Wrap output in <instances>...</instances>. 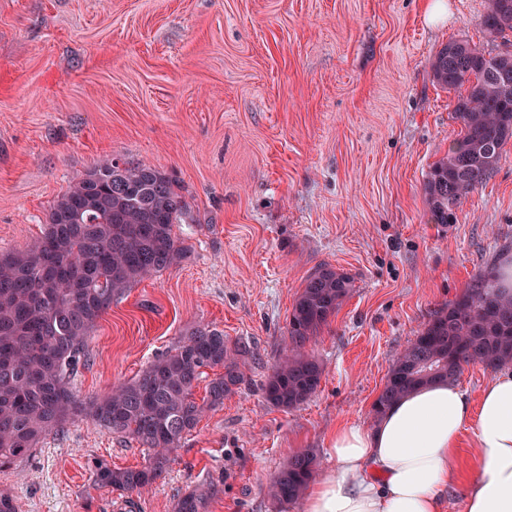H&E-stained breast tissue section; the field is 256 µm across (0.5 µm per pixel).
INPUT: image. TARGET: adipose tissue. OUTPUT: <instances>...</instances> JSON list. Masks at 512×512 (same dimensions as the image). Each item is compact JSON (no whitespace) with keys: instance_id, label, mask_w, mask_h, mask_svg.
Returning <instances> with one entry per match:
<instances>
[{"instance_id":"obj_1","label":"adipose tissue","mask_w":512,"mask_h":512,"mask_svg":"<svg viewBox=\"0 0 512 512\" xmlns=\"http://www.w3.org/2000/svg\"><path fill=\"white\" fill-rule=\"evenodd\" d=\"M472 432L477 467L465 512H512V368L471 400L457 384L418 388L370 427L338 426L329 442L335 472L312 485L304 512H443L451 466Z\"/></svg>"}]
</instances>
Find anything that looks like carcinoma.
Segmentation results:
<instances>
[{"label": "carcinoma", "mask_w": 512, "mask_h": 512, "mask_svg": "<svg viewBox=\"0 0 512 512\" xmlns=\"http://www.w3.org/2000/svg\"><path fill=\"white\" fill-rule=\"evenodd\" d=\"M512 0H490L480 27L492 36L512 31ZM433 78L459 90L453 118L461 125L448 155L424 183L428 221L449 224L462 198L498 167L512 140V58L485 53L466 41L441 48ZM191 208L171 175L122 156L90 168L51 207L43 237L31 248L0 254V471L28 456L50 434L80 416L101 429L152 450L140 468L95 463L94 482L119 495L141 493L166 471L205 411L251 383L257 360L248 341L233 343L208 325L191 330L170 352L102 399L83 402L69 387L87 360L88 338L112 301L134 283L187 256L173 227ZM352 277L323 266L306 280L288 323L289 354L261 384L265 401L282 410L305 403L320 386L323 367L304 351L349 296ZM490 271L473 277L464 293L436 311L397 357L373 403L375 415L417 387L454 382L477 363L495 372L512 365V294ZM214 371L203 403L193 388ZM319 462L309 449L293 455L270 484L276 504L300 500ZM209 490L180 496L174 512H208Z\"/></svg>", "instance_id": "1"}]
</instances>
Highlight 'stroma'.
I'll return each instance as SVG.
<instances>
[{
    "mask_svg": "<svg viewBox=\"0 0 512 512\" xmlns=\"http://www.w3.org/2000/svg\"><path fill=\"white\" fill-rule=\"evenodd\" d=\"M0 0V252L33 246L57 198L121 155L173 176L193 222L186 259L116 297L72 377L79 398L135 378L193 327L258 353L249 388L206 411L132 506L90 465L141 467L149 449L83 419L43 440L0 494L17 512H174L195 487L208 512H280L268 487L314 449L336 466V426L373 425L389 367L436 309L512 254V142L449 224L424 182L460 126L431 61L449 41L512 51L479 19L489 0ZM349 297L306 350L322 364L297 409L259 389L288 351V321L320 266Z\"/></svg>",
    "mask_w": 512,
    "mask_h": 512,
    "instance_id": "35a3bbf8",
    "label": "stroma"
}]
</instances>
